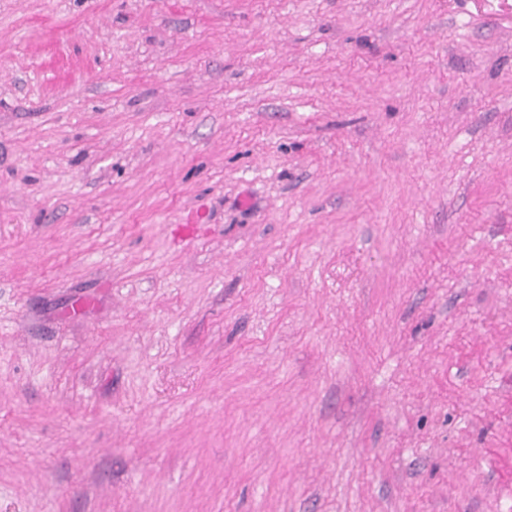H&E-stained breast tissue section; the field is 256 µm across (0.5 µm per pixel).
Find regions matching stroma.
<instances>
[{
	"label": "stroma",
	"mask_w": 512,
	"mask_h": 512,
	"mask_svg": "<svg viewBox=\"0 0 512 512\" xmlns=\"http://www.w3.org/2000/svg\"><path fill=\"white\" fill-rule=\"evenodd\" d=\"M0 512H512V0H0Z\"/></svg>",
	"instance_id": "1"
}]
</instances>
